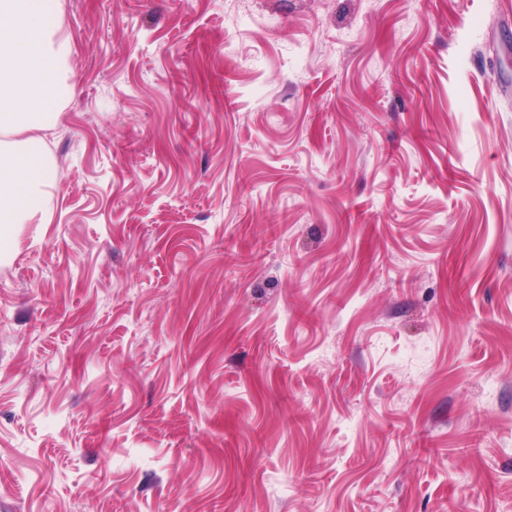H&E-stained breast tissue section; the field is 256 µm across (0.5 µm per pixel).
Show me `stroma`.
<instances>
[{"label": "stroma", "mask_w": 512, "mask_h": 512, "mask_svg": "<svg viewBox=\"0 0 512 512\" xmlns=\"http://www.w3.org/2000/svg\"><path fill=\"white\" fill-rule=\"evenodd\" d=\"M53 217L0 261V512H512V0H62Z\"/></svg>", "instance_id": "obj_1"}]
</instances>
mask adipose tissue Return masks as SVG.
<instances>
[{"instance_id": "obj_1", "label": "adipose tissue", "mask_w": 512, "mask_h": 512, "mask_svg": "<svg viewBox=\"0 0 512 512\" xmlns=\"http://www.w3.org/2000/svg\"><path fill=\"white\" fill-rule=\"evenodd\" d=\"M61 0H0V246L44 221L58 171L41 137L64 97Z\"/></svg>"}]
</instances>
